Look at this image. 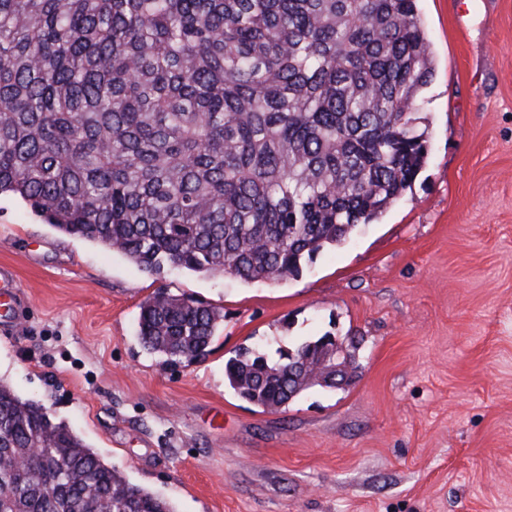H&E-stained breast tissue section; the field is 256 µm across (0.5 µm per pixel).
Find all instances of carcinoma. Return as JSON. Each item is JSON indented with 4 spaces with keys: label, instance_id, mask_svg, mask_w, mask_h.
Listing matches in <instances>:
<instances>
[{
    "label": "carcinoma",
    "instance_id": "1",
    "mask_svg": "<svg viewBox=\"0 0 512 512\" xmlns=\"http://www.w3.org/2000/svg\"><path fill=\"white\" fill-rule=\"evenodd\" d=\"M419 0H0V196L125 256L286 282L376 221L425 163L434 61ZM224 314L158 291L143 347L210 353ZM330 333L225 364L282 412L320 385ZM0 512H174L42 405L0 384Z\"/></svg>",
    "mask_w": 512,
    "mask_h": 512
}]
</instances>
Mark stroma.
I'll return each mask as SVG.
<instances>
[{
    "label": "stroma",
    "instance_id": "35a3bbf8",
    "mask_svg": "<svg viewBox=\"0 0 512 512\" xmlns=\"http://www.w3.org/2000/svg\"><path fill=\"white\" fill-rule=\"evenodd\" d=\"M435 75L427 161L374 224L288 282L142 271L0 197V382L42 404L175 512H512V0H420ZM167 290L224 324L203 359L138 337ZM357 377L286 411L240 399L224 362L325 333Z\"/></svg>",
    "mask_w": 512,
    "mask_h": 512
}]
</instances>
